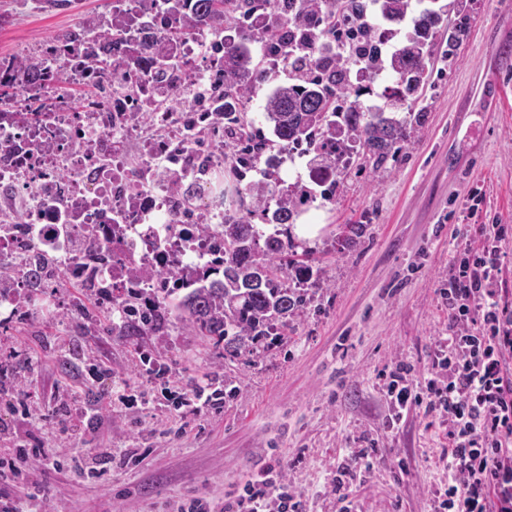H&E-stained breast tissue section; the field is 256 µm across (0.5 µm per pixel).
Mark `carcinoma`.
I'll return each instance as SVG.
<instances>
[{
    "instance_id": "carcinoma-1",
    "label": "carcinoma",
    "mask_w": 512,
    "mask_h": 512,
    "mask_svg": "<svg viewBox=\"0 0 512 512\" xmlns=\"http://www.w3.org/2000/svg\"><path fill=\"white\" fill-rule=\"evenodd\" d=\"M181 27L164 29L168 37L189 33L202 18L224 28H236L239 41L224 44V161L240 177L250 171L260 179L248 182L239 202L250 198L246 210L224 211V267L172 289L159 302V318L147 315L112 316L117 336H146L173 324L187 327L212 342L219 354L236 359L253 353L265 336H281L293 320L310 309L311 289L321 283V270L292 259L299 242L291 224L311 194L279 176L280 156L297 152L311 156L309 169L323 174L319 185L336 184L348 170L342 155L360 157L379 168L396 158L407 130L420 125L423 110L412 103L432 78L429 64L441 29L448 44L439 55L452 60L467 36V24L452 25L448 15L464 16L462 0L425 8L414 20L406 44L387 56L380 39L381 22H402L410 0H306L302 12L293 0H178ZM262 9L270 24L253 32L249 18ZM263 42L288 68V82L275 86L265 98L268 132L248 128L244 120L251 97L268 81V72L254 62L247 42ZM372 80L390 72L394 86L381 93L384 103L365 106L352 72ZM406 108L400 116L396 110ZM258 218L262 225L252 223Z\"/></svg>"
}]
</instances>
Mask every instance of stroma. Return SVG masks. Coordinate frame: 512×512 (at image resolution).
<instances>
[{
    "mask_svg": "<svg viewBox=\"0 0 512 512\" xmlns=\"http://www.w3.org/2000/svg\"><path fill=\"white\" fill-rule=\"evenodd\" d=\"M105 9L106 0H0V56L33 51ZM467 24L397 160L349 170L330 200L310 206L324 223L309 248L325 284L284 340L230 361L179 326L144 337L170 371L163 386L135 340L101 323L74 326L63 299L0 327V365L27 362L14 394L28 408L21 417L0 407V456L38 446L67 462L0 481V501L23 497L25 512H185L195 499L224 512L247 480L279 464L308 512H427L429 489L446 478L444 431L421 408L389 426L383 375L402 362L425 377L448 324L440 291L464 244L470 190L484 193L473 223L512 225V57L501 55L512 50V0H469ZM362 221L365 234L351 238ZM197 385L233 393L198 414L171 406L167 387ZM69 396L90 410L77 430L56 408ZM350 446L369 449L374 471L349 466ZM100 448L112 461L94 477ZM338 480L347 501L332 490Z\"/></svg>",
    "mask_w": 512,
    "mask_h": 512,
    "instance_id": "35a3bbf8",
    "label": "stroma"
}]
</instances>
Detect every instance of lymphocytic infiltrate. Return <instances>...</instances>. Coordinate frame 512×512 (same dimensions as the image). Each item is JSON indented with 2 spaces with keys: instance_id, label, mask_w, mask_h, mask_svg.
<instances>
[{
  "instance_id": "1",
  "label": "lymphocytic infiltrate",
  "mask_w": 512,
  "mask_h": 512,
  "mask_svg": "<svg viewBox=\"0 0 512 512\" xmlns=\"http://www.w3.org/2000/svg\"><path fill=\"white\" fill-rule=\"evenodd\" d=\"M464 246L441 295L448 332L437 337L423 382L397 365L384 390L391 424L414 407L448 439V480L431 489L429 512H512V297L499 286L502 243L512 226L483 224ZM237 512H300L296 491L263 480L245 486Z\"/></svg>"
}]
</instances>
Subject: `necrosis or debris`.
<instances>
[{
  "label": "necrosis or debris",
  "mask_w": 512,
  "mask_h": 512,
  "mask_svg": "<svg viewBox=\"0 0 512 512\" xmlns=\"http://www.w3.org/2000/svg\"><path fill=\"white\" fill-rule=\"evenodd\" d=\"M116 16L118 65L106 74L52 45L37 53L57 81L102 86L81 108L0 62V79L17 82L21 101L47 105L0 106V322L36 307V281L61 277L143 312L174 288L164 270L191 280L224 259L214 186L224 167L222 101L169 105L186 84L221 82L224 29L203 22L182 36L177 67L160 80L142 46L172 19L166 0H109L99 21Z\"/></svg>",
  "instance_id": "4bbe7bcc"
}]
</instances>
